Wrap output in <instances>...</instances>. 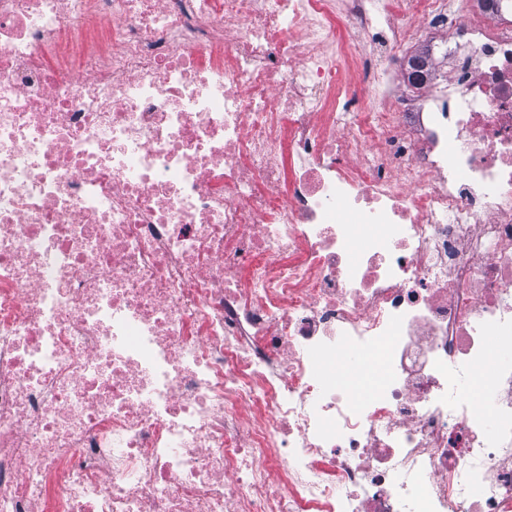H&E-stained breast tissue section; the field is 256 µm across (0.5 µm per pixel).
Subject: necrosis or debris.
I'll list each match as a JSON object with an SVG mask.
<instances>
[{"mask_svg":"<svg viewBox=\"0 0 512 512\" xmlns=\"http://www.w3.org/2000/svg\"><path fill=\"white\" fill-rule=\"evenodd\" d=\"M512 0H0V512H512Z\"/></svg>","mask_w":512,"mask_h":512,"instance_id":"obj_1","label":"necrosis or debris"}]
</instances>
